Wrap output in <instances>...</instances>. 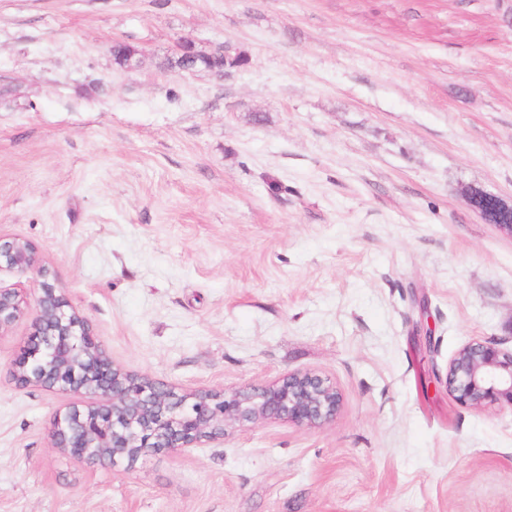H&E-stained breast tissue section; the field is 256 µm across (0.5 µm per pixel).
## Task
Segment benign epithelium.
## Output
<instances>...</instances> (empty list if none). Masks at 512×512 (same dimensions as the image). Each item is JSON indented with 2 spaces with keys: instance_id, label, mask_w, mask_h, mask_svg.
I'll use <instances>...</instances> for the list:
<instances>
[{
  "instance_id": "benign-epithelium-1",
  "label": "benign epithelium",
  "mask_w": 512,
  "mask_h": 512,
  "mask_svg": "<svg viewBox=\"0 0 512 512\" xmlns=\"http://www.w3.org/2000/svg\"><path fill=\"white\" fill-rule=\"evenodd\" d=\"M493 198L512 213V203L484 190L466 194L472 210L512 237V222L501 223L477 204ZM37 270L39 295L29 303L17 288L0 287V334L27 312L33 334L13 364L21 385L71 392L83 398L53 419L52 447L90 463L132 468L150 449L182 452L224 440L234 429L267 420L318 428L336 418L342 395L336 385L311 372H290L258 388L177 393L171 387L125 371L96 340L93 328L49 282L27 240L0 236V270ZM445 383L454 400L468 408L512 410V349L471 341L448 363Z\"/></svg>"
}]
</instances>
